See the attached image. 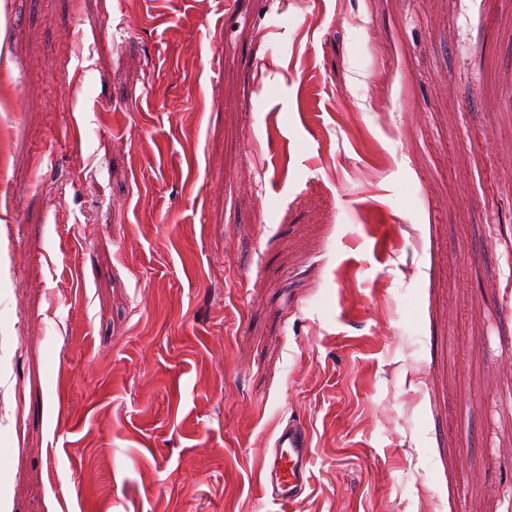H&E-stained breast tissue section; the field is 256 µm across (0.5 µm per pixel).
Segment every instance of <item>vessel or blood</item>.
<instances>
[{"instance_id":"1","label":"vessel or blood","mask_w":512,"mask_h":512,"mask_svg":"<svg viewBox=\"0 0 512 512\" xmlns=\"http://www.w3.org/2000/svg\"><path fill=\"white\" fill-rule=\"evenodd\" d=\"M310 464L308 431L304 425L292 421L278 432L261 474L270 478L276 500L289 503L304 491Z\"/></svg>"}]
</instances>
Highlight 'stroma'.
Wrapping results in <instances>:
<instances>
[{"mask_svg": "<svg viewBox=\"0 0 512 512\" xmlns=\"http://www.w3.org/2000/svg\"><path fill=\"white\" fill-rule=\"evenodd\" d=\"M0 126L5 512H512V0H0ZM311 464V449L306 427L288 422L278 432L272 451L265 458L261 474L270 477L275 499L281 503L295 500L304 491Z\"/></svg>", "mask_w": 512, "mask_h": 512, "instance_id": "stroma-1", "label": "stroma"}]
</instances>
